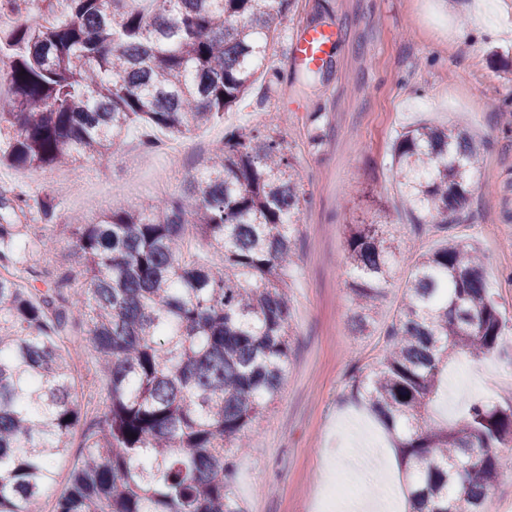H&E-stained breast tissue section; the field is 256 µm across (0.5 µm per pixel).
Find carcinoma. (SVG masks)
I'll use <instances>...</instances> for the list:
<instances>
[{"instance_id":"carcinoma-1","label":"carcinoma","mask_w":512,"mask_h":512,"mask_svg":"<svg viewBox=\"0 0 512 512\" xmlns=\"http://www.w3.org/2000/svg\"><path fill=\"white\" fill-rule=\"evenodd\" d=\"M294 0H57L63 18L0 29V164L47 171L104 158L139 126L180 139L224 119L264 66ZM482 151L456 125L420 122L392 170L420 224H455ZM306 198L283 140L243 124L183 193L68 224L82 270L38 269L28 199L0 192V512H35L71 447L51 512H245L229 490L245 432L288 372L295 264ZM388 223L350 224L353 321L366 331L397 249ZM204 242L222 263L194 255ZM478 247L446 237L419 255L384 332L363 400L412 476L416 512H483L512 442V407L430 416L448 361L492 354L502 317ZM78 347L109 404L80 403Z\"/></svg>"}]
</instances>
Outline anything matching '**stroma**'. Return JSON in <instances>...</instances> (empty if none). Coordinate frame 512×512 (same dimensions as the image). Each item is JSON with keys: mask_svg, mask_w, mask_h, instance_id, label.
Instances as JSON below:
<instances>
[{"mask_svg": "<svg viewBox=\"0 0 512 512\" xmlns=\"http://www.w3.org/2000/svg\"><path fill=\"white\" fill-rule=\"evenodd\" d=\"M341 28L342 42L312 84L288 59L298 28ZM267 68L223 121L185 138L178 158L144 152L142 128L116 142L105 159L78 170L19 172L0 166V183L29 200V241L56 236L40 266L79 270L62 225L111 208L163 198L155 177L172 171L179 193L206 150L242 123L283 138L310 199L286 283L292 299L288 375L270 411L253 422L236 457L232 492L246 512H328L321 476L336 499L352 491L404 512L411 476L392 439L365 408L357 381L375 363L379 335L394 320L418 254L457 236L485 255L484 272L505 328L497 350L480 360L456 356L432 413L462 420L469 403L512 406L500 394L512 383V0L475 15L471 0H294L277 22ZM421 120L453 121L482 139L483 165L464 221L416 225L391 171L399 133ZM392 219L398 249L370 334L352 325L345 227L377 219L373 197ZM55 205L45 221L43 201Z\"/></svg>", "mask_w": 512, "mask_h": 512, "instance_id": "35a3bbf8", "label": "stroma"}]
</instances>
